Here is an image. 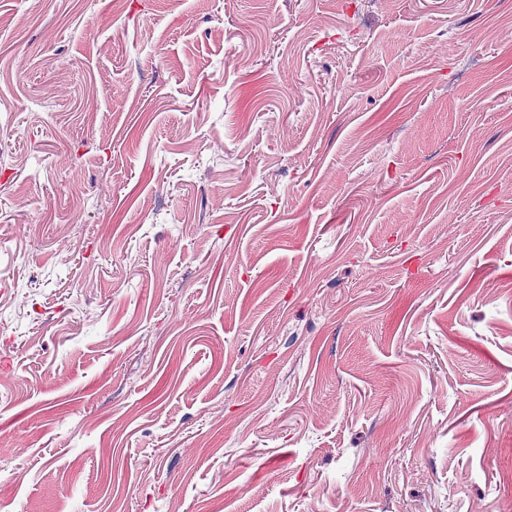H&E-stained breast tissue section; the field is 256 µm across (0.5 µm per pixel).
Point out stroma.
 <instances>
[{
    "label": "stroma",
    "mask_w": 512,
    "mask_h": 512,
    "mask_svg": "<svg viewBox=\"0 0 512 512\" xmlns=\"http://www.w3.org/2000/svg\"><path fill=\"white\" fill-rule=\"evenodd\" d=\"M0 512H506L512 0H0Z\"/></svg>",
    "instance_id": "obj_1"
}]
</instances>
